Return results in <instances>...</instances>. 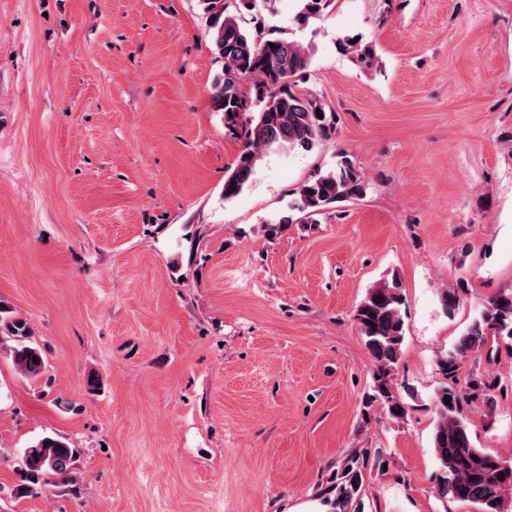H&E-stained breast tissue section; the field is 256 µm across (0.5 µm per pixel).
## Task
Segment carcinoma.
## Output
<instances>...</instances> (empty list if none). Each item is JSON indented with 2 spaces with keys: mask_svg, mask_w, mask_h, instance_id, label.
<instances>
[{
  "mask_svg": "<svg viewBox=\"0 0 512 512\" xmlns=\"http://www.w3.org/2000/svg\"><path fill=\"white\" fill-rule=\"evenodd\" d=\"M257 0H202L216 58L223 69L211 94L218 110L224 112V126L240 142L233 166L224 178V200L237 197L268 150L291 146L311 151L331 137L336 127L332 112L314 93L299 89L313 50L296 40L266 37L243 26L244 14L256 8ZM294 19L305 28L323 17L331 0H298ZM356 43H351V40ZM336 50L353 54L369 69L377 58L376 45L364 35L346 34L336 40ZM250 82L245 95L242 84ZM322 117H317V114ZM364 193V177L352 159L339 156L334 168L319 171L297 191V200L288 214L269 225L268 235L276 236L295 222L294 213L302 214L305 224L318 223V217L333 205L355 199ZM383 297L377 302L375 298ZM401 281L395 274L379 280L368 289L358 305L355 320L365 347L377 365L371 391L366 393L364 408L379 403L389 415L401 419L406 405L392 391L388 377L394 371L404 339L401 315ZM0 321L14 345L9 352L16 369L24 376L37 378L46 369L43 353L31 340L26 324L18 319ZM512 340V291L490 298L460 337L453 353L438 361L439 371L450 382L434 395L436 425L433 448L438 461L434 493L443 500L470 505L476 512H512V462L475 447L463 410L465 396L482 398L494 404V382L483 375L469 381L467 392L453 383L460 359L482 350L490 341ZM450 398L445 403L444 398ZM76 449L60 438L45 436L24 449L21 484L17 493L27 494L47 476L72 477ZM386 464L382 450L365 448L346 458L330 477L323 494L332 512H364L363 496L366 470ZM504 478H499V474Z\"/></svg>",
  "mask_w": 512,
  "mask_h": 512,
  "instance_id": "obj_1",
  "label": "carcinoma"
}]
</instances>
